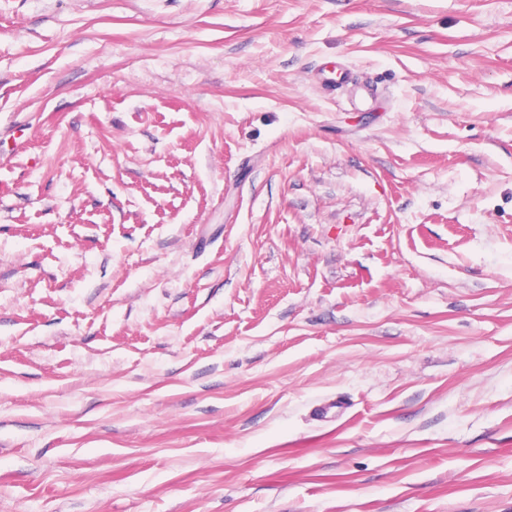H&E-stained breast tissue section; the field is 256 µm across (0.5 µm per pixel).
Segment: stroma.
<instances>
[{"label": "stroma", "mask_w": 512, "mask_h": 512, "mask_svg": "<svg viewBox=\"0 0 512 512\" xmlns=\"http://www.w3.org/2000/svg\"><path fill=\"white\" fill-rule=\"evenodd\" d=\"M0 181V512H512V0H0Z\"/></svg>", "instance_id": "1"}]
</instances>
